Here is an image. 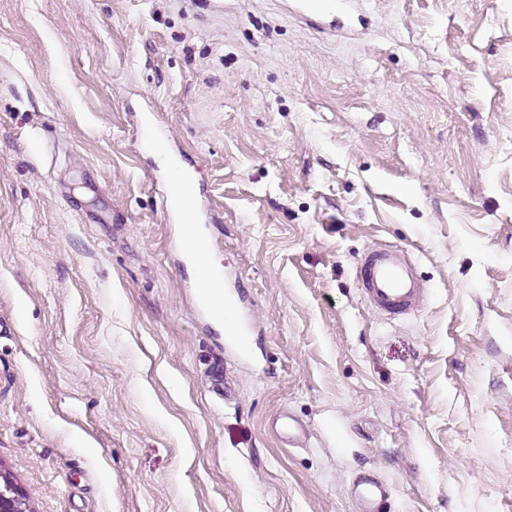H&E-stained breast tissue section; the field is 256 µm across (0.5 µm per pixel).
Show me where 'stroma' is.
Here are the masks:
<instances>
[{
  "label": "stroma",
  "instance_id": "1",
  "mask_svg": "<svg viewBox=\"0 0 512 512\" xmlns=\"http://www.w3.org/2000/svg\"><path fill=\"white\" fill-rule=\"evenodd\" d=\"M288 2L0 0V469L28 512H354L366 470L387 512H512V0L326 31ZM148 124L208 191L244 337L199 300ZM380 241L430 290L413 316L360 294ZM279 428L277 433L288 442V445L302 444L307 436L305 426L290 413H283L280 415Z\"/></svg>",
  "mask_w": 512,
  "mask_h": 512
}]
</instances>
